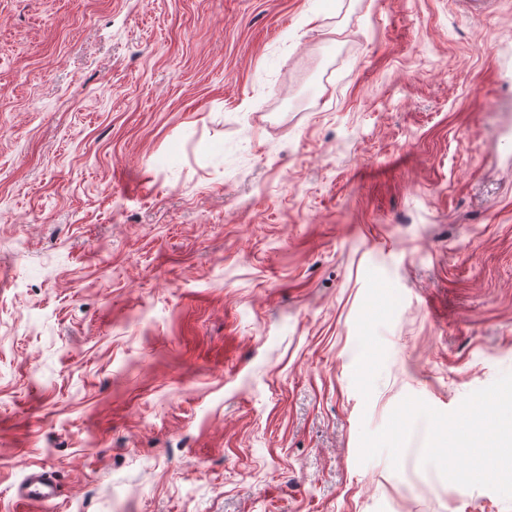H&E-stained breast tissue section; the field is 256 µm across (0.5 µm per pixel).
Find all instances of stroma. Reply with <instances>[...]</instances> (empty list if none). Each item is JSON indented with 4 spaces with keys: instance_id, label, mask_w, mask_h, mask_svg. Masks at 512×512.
Segmentation results:
<instances>
[{
    "instance_id": "1",
    "label": "stroma",
    "mask_w": 512,
    "mask_h": 512,
    "mask_svg": "<svg viewBox=\"0 0 512 512\" xmlns=\"http://www.w3.org/2000/svg\"><path fill=\"white\" fill-rule=\"evenodd\" d=\"M512 0H0V512H512ZM59 496L53 477L45 470L28 473L20 490L21 501L40 503L45 506L55 504Z\"/></svg>"
}]
</instances>
